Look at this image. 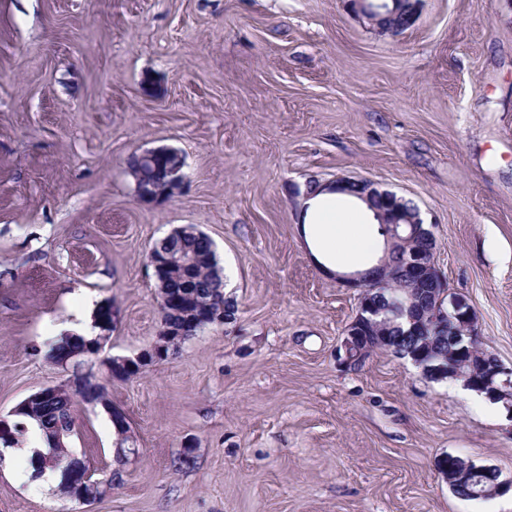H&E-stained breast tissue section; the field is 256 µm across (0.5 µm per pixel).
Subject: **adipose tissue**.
Masks as SVG:
<instances>
[{"mask_svg": "<svg viewBox=\"0 0 512 512\" xmlns=\"http://www.w3.org/2000/svg\"><path fill=\"white\" fill-rule=\"evenodd\" d=\"M304 205L303 232L314 257L330 256L342 268L361 266L372 245V230L364 222L371 214L366 202L324 185Z\"/></svg>", "mask_w": 512, "mask_h": 512, "instance_id": "adipose-tissue-1", "label": "adipose tissue"}]
</instances>
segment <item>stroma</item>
Listing matches in <instances>:
<instances>
[{
  "label": "stroma",
  "instance_id": "35a3bbf8",
  "mask_svg": "<svg viewBox=\"0 0 512 512\" xmlns=\"http://www.w3.org/2000/svg\"><path fill=\"white\" fill-rule=\"evenodd\" d=\"M167 147L185 185L142 200L126 161ZM414 204L485 347L512 367V0H420L382 34L346 0H0V417L104 379L48 359L84 294L115 306L111 356L162 328L152 244L213 241L235 322L76 402L70 446L120 478L82 504L0 465V512H512L453 493L459 456L512 479V423L411 360L338 357L358 291L302 236L309 180ZM190 452V466L175 459Z\"/></svg>",
  "mask_w": 512,
  "mask_h": 512
}]
</instances>
